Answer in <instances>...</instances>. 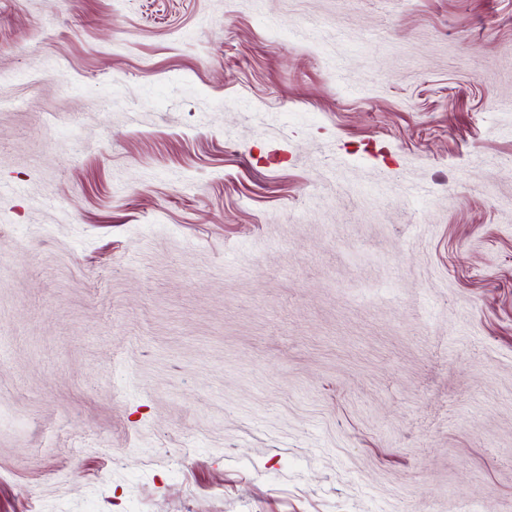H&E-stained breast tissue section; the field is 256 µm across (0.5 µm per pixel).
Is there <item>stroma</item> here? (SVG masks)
<instances>
[{"label":"stroma","mask_w":512,"mask_h":512,"mask_svg":"<svg viewBox=\"0 0 512 512\" xmlns=\"http://www.w3.org/2000/svg\"><path fill=\"white\" fill-rule=\"evenodd\" d=\"M512 512V0H0V512Z\"/></svg>","instance_id":"1"}]
</instances>
